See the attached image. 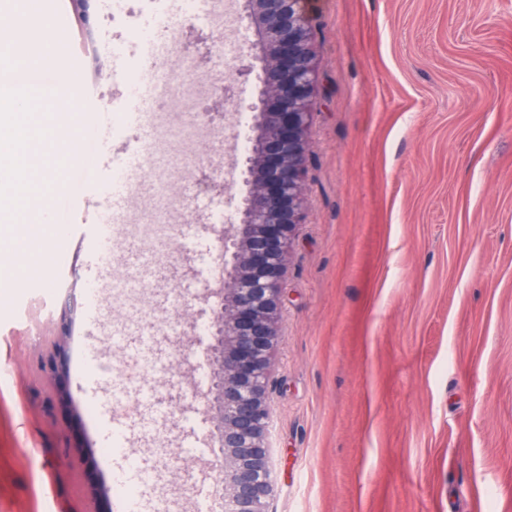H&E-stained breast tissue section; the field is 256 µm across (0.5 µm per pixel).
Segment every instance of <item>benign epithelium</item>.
I'll use <instances>...</instances> for the list:
<instances>
[{
    "label": "benign epithelium",
    "instance_id": "benign-epithelium-1",
    "mask_svg": "<svg viewBox=\"0 0 512 512\" xmlns=\"http://www.w3.org/2000/svg\"><path fill=\"white\" fill-rule=\"evenodd\" d=\"M305 0H248L262 42L257 136L239 223L219 235L224 260L212 330L208 416L222 439L224 512H270L271 360L287 247L306 223L315 27Z\"/></svg>",
    "mask_w": 512,
    "mask_h": 512
}]
</instances>
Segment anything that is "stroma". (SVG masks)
I'll use <instances>...</instances> for the list:
<instances>
[{
    "label": "stroma",
    "instance_id": "1",
    "mask_svg": "<svg viewBox=\"0 0 512 512\" xmlns=\"http://www.w3.org/2000/svg\"><path fill=\"white\" fill-rule=\"evenodd\" d=\"M317 86L308 218L289 248L270 392L271 512H512V0H308ZM94 46L87 75L113 125H128L149 0H78ZM237 53L215 24L185 22L157 67L221 75L226 92L194 117L233 128L258 97V29L242 19ZM189 180L244 161L212 141L169 144ZM188 180V181H189ZM241 173L190 203L185 223L218 204L238 210ZM155 277L120 304L88 307L81 267L51 303L0 278V512H98L112 490L105 427L115 393L146 381L160 398L199 407L195 377L210 370L212 304L187 289L196 253L148 245ZM75 312L69 331L60 315ZM180 322L183 335L167 327ZM142 324L153 348L122 350L114 329ZM120 372L82 386L83 344ZM62 350L67 375L42 363ZM130 455L153 480L134 488L139 512H192L182 427L162 414L131 422Z\"/></svg>",
    "mask_w": 512,
    "mask_h": 512
}]
</instances>
